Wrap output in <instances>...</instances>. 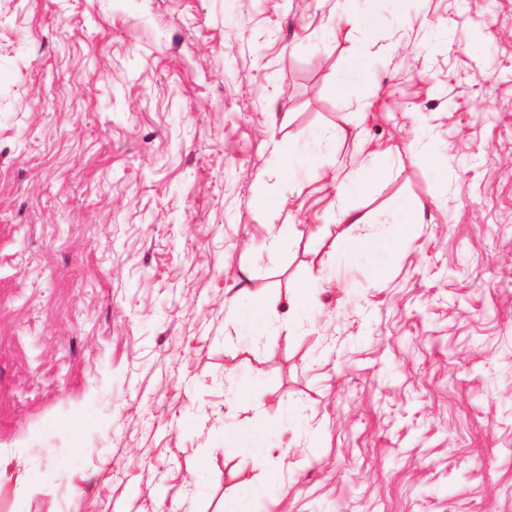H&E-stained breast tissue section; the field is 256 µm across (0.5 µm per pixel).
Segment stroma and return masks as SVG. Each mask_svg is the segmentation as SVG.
Returning <instances> with one entry per match:
<instances>
[{
  "label": "stroma",
  "mask_w": 512,
  "mask_h": 512,
  "mask_svg": "<svg viewBox=\"0 0 512 512\" xmlns=\"http://www.w3.org/2000/svg\"><path fill=\"white\" fill-rule=\"evenodd\" d=\"M0 465V512H512V0H0Z\"/></svg>",
  "instance_id": "1"
}]
</instances>
